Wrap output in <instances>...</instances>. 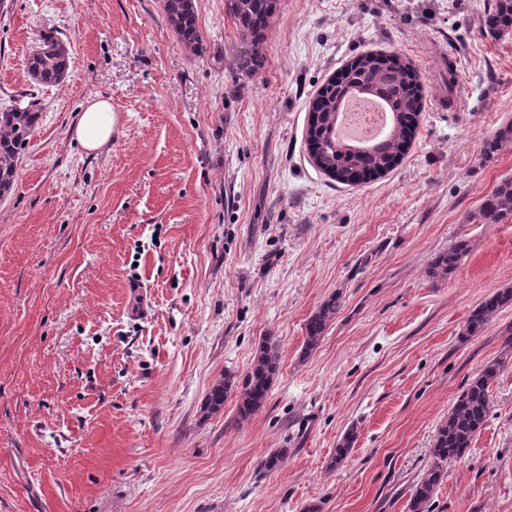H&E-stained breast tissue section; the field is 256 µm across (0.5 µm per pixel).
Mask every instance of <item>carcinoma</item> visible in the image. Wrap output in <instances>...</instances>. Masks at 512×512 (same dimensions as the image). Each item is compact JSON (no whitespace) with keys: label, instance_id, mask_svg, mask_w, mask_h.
Here are the masks:
<instances>
[{"label":"carcinoma","instance_id":"cac0c4a2","mask_svg":"<svg viewBox=\"0 0 512 512\" xmlns=\"http://www.w3.org/2000/svg\"><path fill=\"white\" fill-rule=\"evenodd\" d=\"M280 0H226L227 14L233 18L243 48L236 56L237 69L255 74L264 63L261 44L279 7ZM169 25L184 49L194 56L206 52L199 31L195 0H163ZM492 35L512 32V0H488L484 20ZM71 57L52 31L40 34L39 46L30 55L26 73L36 85L49 86L63 81ZM381 97L394 118L388 138L372 149H362L336 136L337 115L343 104L355 94ZM422 111V90L417 72L395 54L368 52L348 62L319 89L310 103L306 143L313 164L330 179L344 185H357L393 169L407 153L415 136L417 117ZM40 123V109L30 102L0 110V197L16 186L18 163ZM512 142V125L505 126L484 142V153L494 154ZM480 216L495 224L512 219V178L503 180L482 202ZM469 252L465 240H457L431 260L434 277L444 279ZM342 296L335 293L322 303L305 324L302 356L310 355L322 340L330 322L341 307ZM512 303V289L496 292L476 306L466 320V334L478 336L499 310ZM505 361L492 360L471 379L457 397L448 416L439 427L431 449L432 461L412 487L408 512H430L434 495L447 477V465L465 457L474 436L481 430L491 411V386L503 370ZM280 370L279 342L265 337L254 357L251 371L242 388L228 372L211 387L204 409L217 412L229 396L238 393V416L245 420L265 402L274 378ZM357 440L352 426L337 446L333 465H341Z\"/></svg>","mask_w":512,"mask_h":512}]
</instances>
